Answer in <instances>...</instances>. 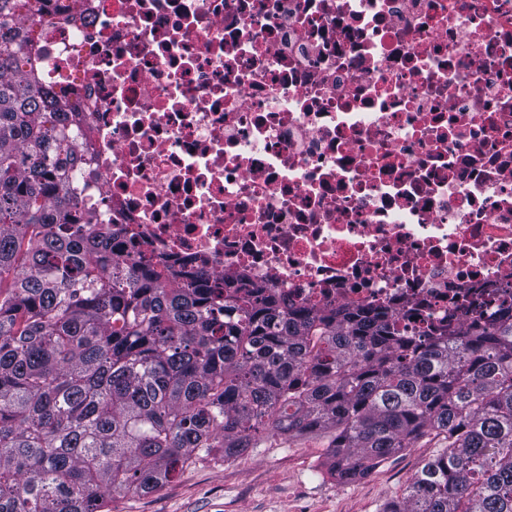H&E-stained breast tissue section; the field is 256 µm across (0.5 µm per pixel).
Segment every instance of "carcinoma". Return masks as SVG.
I'll list each match as a JSON object with an SVG mask.
<instances>
[{
	"mask_svg": "<svg viewBox=\"0 0 512 512\" xmlns=\"http://www.w3.org/2000/svg\"><path fill=\"white\" fill-rule=\"evenodd\" d=\"M0 0V512H106L257 434L332 432L341 483L427 440L383 512H512V316L404 341L377 314L175 287L73 228L77 129Z\"/></svg>",
	"mask_w": 512,
	"mask_h": 512,
	"instance_id": "obj_1",
	"label": "carcinoma"
}]
</instances>
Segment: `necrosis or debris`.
Returning a JSON list of instances; mask_svg holds the SVG:
<instances>
[{
  "label": "necrosis or debris",
  "instance_id": "obj_1",
  "mask_svg": "<svg viewBox=\"0 0 512 512\" xmlns=\"http://www.w3.org/2000/svg\"><path fill=\"white\" fill-rule=\"evenodd\" d=\"M15 25L114 258L417 341L512 308V0H51Z\"/></svg>",
  "mask_w": 512,
  "mask_h": 512
}]
</instances>
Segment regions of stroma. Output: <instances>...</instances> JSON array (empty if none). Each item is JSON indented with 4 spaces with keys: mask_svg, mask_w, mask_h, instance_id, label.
Listing matches in <instances>:
<instances>
[{
    "mask_svg": "<svg viewBox=\"0 0 512 512\" xmlns=\"http://www.w3.org/2000/svg\"><path fill=\"white\" fill-rule=\"evenodd\" d=\"M329 435L260 436L254 448L188 463L159 490L117 497L111 512H381L433 455L431 445L407 448L349 483L327 468Z\"/></svg>",
    "mask_w": 512,
    "mask_h": 512,
    "instance_id": "stroma-1",
    "label": "stroma"
}]
</instances>
